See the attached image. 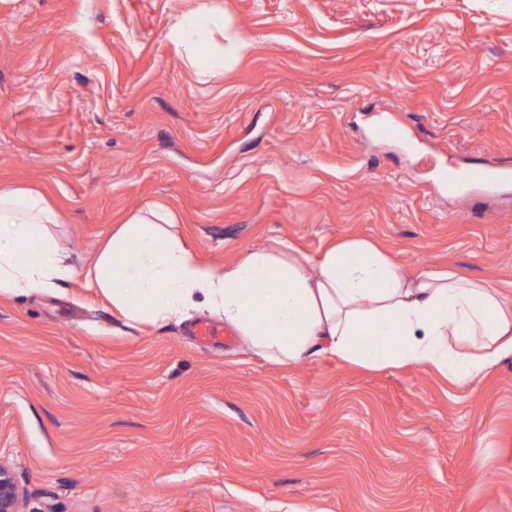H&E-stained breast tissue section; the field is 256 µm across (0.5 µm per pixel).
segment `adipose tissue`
Instances as JSON below:
<instances>
[{
	"label": "adipose tissue",
	"instance_id": "adipose-tissue-1",
	"mask_svg": "<svg viewBox=\"0 0 512 512\" xmlns=\"http://www.w3.org/2000/svg\"><path fill=\"white\" fill-rule=\"evenodd\" d=\"M60 222L39 191L0 189V296L72 279L53 231ZM86 280L127 321L162 325L207 311L283 365L330 356L377 370L418 366L463 385L512 356V298L449 271L407 275L366 239L340 240L315 257L286 243L254 247L234 263L204 265L154 204L115 229Z\"/></svg>",
	"mask_w": 512,
	"mask_h": 512
}]
</instances>
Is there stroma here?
<instances>
[{
  "label": "stroma",
  "instance_id": "obj_1",
  "mask_svg": "<svg viewBox=\"0 0 512 512\" xmlns=\"http://www.w3.org/2000/svg\"><path fill=\"white\" fill-rule=\"evenodd\" d=\"M204 0H0V185L43 192L74 277L0 296V459L25 512H512V356L465 386L280 366L129 323L85 285L115 225L170 209L194 258L360 237L512 296V0H206L250 41L199 75ZM389 117L401 139L369 134ZM512 181V170L493 166L481 170L455 169L450 176L443 179V185L448 193H464L476 187L485 195H494L501 186Z\"/></svg>",
  "mask_w": 512,
  "mask_h": 512
}]
</instances>
